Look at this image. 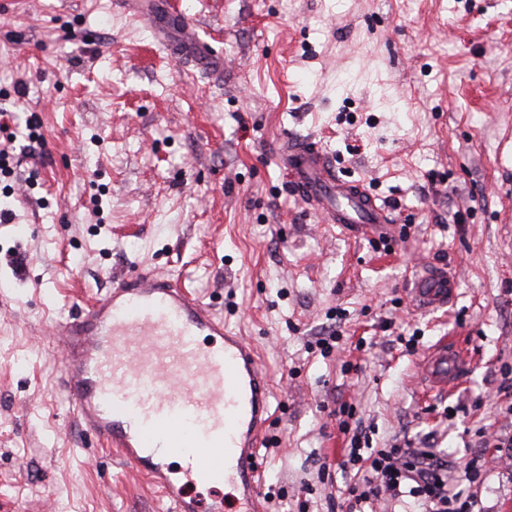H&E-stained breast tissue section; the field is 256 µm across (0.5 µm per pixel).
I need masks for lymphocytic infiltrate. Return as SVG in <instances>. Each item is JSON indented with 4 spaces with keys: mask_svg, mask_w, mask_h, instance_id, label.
<instances>
[{
    "mask_svg": "<svg viewBox=\"0 0 512 512\" xmlns=\"http://www.w3.org/2000/svg\"><path fill=\"white\" fill-rule=\"evenodd\" d=\"M344 412L346 418L339 426L349 434L350 448L340 468L358 474L344 489L348 512H366L382 498L400 502L408 497L415 499L422 512H475L472 498L449 488L447 457L431 448H405L398 443L370 451L366 433L347 421L352 407Z\"/></svg>",
    "mask_w": 512,
    "mask_h": 512,
    "instance_id": "lymphocytic-infiltrate-1",
    "label": "lymphocytic infiltrate"
}]
</instances>
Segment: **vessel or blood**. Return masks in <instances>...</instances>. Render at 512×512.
<instances>
[{
	"instance_id": "obj_1",
	"label": "vessel or blood",
	"mask_w": 512,
	"mask_h": 512,
	"mask_svg": "<svg viewBox=\"0 0 512 512\" xmlns=\"http://www.w3.org/2000/svg\"><path fill=\"white\" fill-rule=\"evenodd\" d=\"M159 42L212 75L224 55L204 42L171 0H121ZM280 162L289 188L329 223L351 234L392 236L386 208L363 185L338 175L321 149L288 139ZM457 288L447 267L423 266L411 290L418 310L447 307ZM62 380L74 414L127 465L148 473L174 512H261L256 450L270 418L269 376L254 348L231 331L210 303L173 277L149 270L115 280L111 291L70 320L55 324ZM466 351L440 340L422 365L434 392L452 388ZM212 486L243 489L241 500L203 502L168 475L172 459Z\"/></svg>"
}]
</instances>
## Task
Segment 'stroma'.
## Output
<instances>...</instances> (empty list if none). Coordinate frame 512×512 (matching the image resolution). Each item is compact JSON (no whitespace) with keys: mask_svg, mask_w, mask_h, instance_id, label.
Segmentation results:
<instances>
[{"mask_svg":"<svg viewBox=\"0 0 512 512\" xmlns=\"http://www.w3.org/2000/svg\"><path fill=\"white\" fill-rule=\"evenodd\" d=\"M175 2L223 51V78L116 0H0V206L15 214L0 223V512H173L68 409L50 334L138 267L179 278L258 351L264 512H341L344 404L372 447L435 449L479 512H512V455L479 438L512 431V0ZM289 135L388 205L394 238L349 236L293 197ZM421 262L455 276L448 310L414 306ZM442 336L470 364L426 396Z\"/></svg>","mask_w":512,"mask_h":512,"instance_id":"1","label":"stroma"}]
</instances>
